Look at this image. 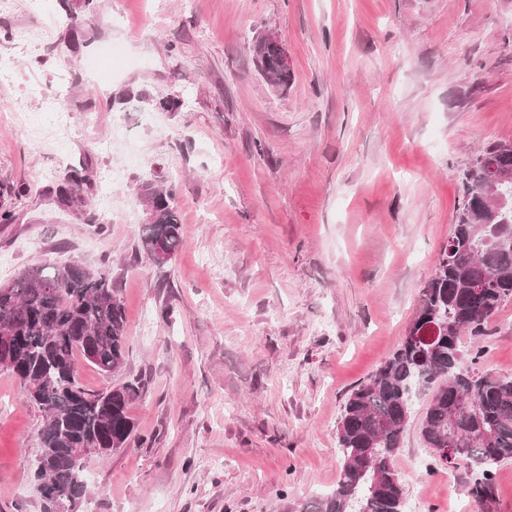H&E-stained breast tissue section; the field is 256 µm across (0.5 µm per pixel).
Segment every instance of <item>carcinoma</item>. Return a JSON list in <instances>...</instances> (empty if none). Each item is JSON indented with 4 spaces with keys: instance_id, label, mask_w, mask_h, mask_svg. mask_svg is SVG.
I'll list each match as a JSON object with an SVG mask.
<instances>
[{
    "instance_id": "1",
    "label": "carcinoma",
    "mask_w": 512,
    "mask_h": 512,
    "mask_svg": "<svg viewBox=\"0 0 512 512\" xmlns=\"http://www.w3.org/2000/svg\"><path fill=\"white\" fill-rule=\"evenodd\" d=\"M263 75L278 87L290 71L280 67L274 49L255 47ZM512 169V147L493 143L477 151L460 178L462 201L453 233L440 253L434 277L422 289L415 320L397 349L350 394L337 428L342 458L336 487L287 512H404V487L393 466L409 425L407 384L432 387L420 421L426 447L459 449L471 469L469 495L479 512H495V465L512 460V377L480 371L479 346L487 320L512 297V224L490 204L475 199L489 177L488 165ZM87 178L75 173L60 186L67 207L83 201ZM174 188L150 187L144 200L148 220L141 246L155 265L160 246L169 258L179 251L182 225L173 206ZM498 233L502 244L488 249L484 237ZM112 262L88 271L77 265L21 271L0 285V366L12 372L44 416L34 480L41 512H73L86 495L82 454L126 448L135 424L131 404L141 397L138 378L105 392L85 388L78 359L106 375L126 364L125 307L112 287ZM473 345L465 350L461 334Z\"/></svg>"
}]
</instances>
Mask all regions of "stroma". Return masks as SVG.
<instances>
[{
	"mask_svg": "<svg viewBox=\"0 0 512 512\" xmlns=\"http://www.w3.org/2000/svg\"><path fill=\"white\" fill-rule=\"evenodd\" d=\"M1 28L0 285L111 256L120 377L146 383L137 441L89 457L80 512H284L332 491L343 406L413 322L472 150L512 142V0H13ZM270 33L284 88L253 52ZM76 171L91 185L68 208ZM148 184L175 185L184 227L162 269L141 252ZM482 344L511 377L512 298ZM79 370L94 392L120 378ZM429 398L394 467L406 505L455 512L470 470H430ZM42 426L0 367V512H40ZM267 43L276 49L278 55ZM267 43L260 40L255 47L261 71L271 84L277 87L286 86L290 78L287 50L282 41L275 36H268ZM87 178L78 172L61 185L57 192L58 200L67 207H79L83 201V189Z\"/></svg>",
	"mask_w": 512,
	"mask_h": 512,
	"instance_id": "obj_1",
	"label": "stroma"
}]
</instances>
